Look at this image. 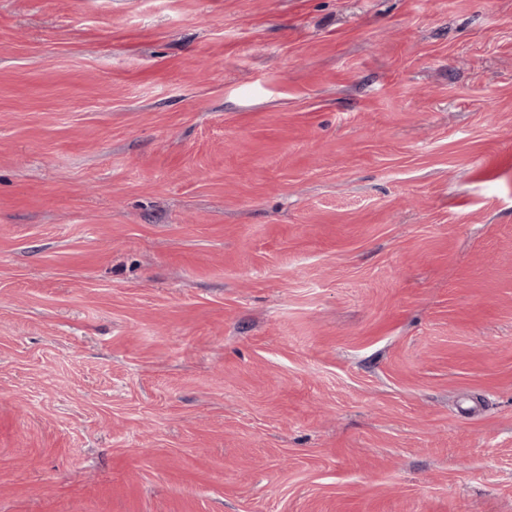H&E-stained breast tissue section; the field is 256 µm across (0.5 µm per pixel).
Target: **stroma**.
<instances>
[{"label": "stroma", "instance_id": "stroma-1", "mask_svg": "<svg viewBox=\"0 0 512 512\" xmlns=\"http://www.w3.org/2000/svg\"><path fill=\"white\" fill-rule=\"evenodd\" d=\"M0 512H512V0H0Z\"/></svg>", "mask_w": 512, "mask_h": 512}]
</instances>
